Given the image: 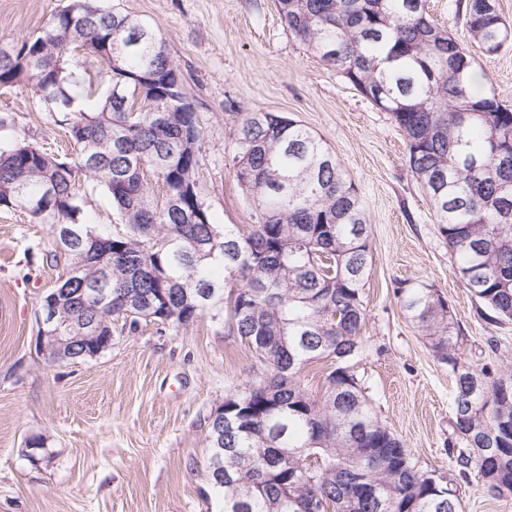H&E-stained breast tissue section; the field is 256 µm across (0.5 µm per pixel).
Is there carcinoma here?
<instances>
[{"label": "carcinoma", "mask_w": 512, "mask_h": 512, "mask_svg": "<svg viewBox=\"0 0 512 512\" xmlns=\"http://www.w3.org/2000/svg\"><path fill=\"white\" fill-rule=\"evenodd\" d=\"M289 32L404 132L409 167L425 191L452 268L466 288L512 320V108L477 92L467 45L429 17L426 0H278ZM502 14L468 32L506 42ZM177 70L162 37L101 0H71L37 35L0 50V87H33L73 142L62 157L25 142L0 148V209L48 226L65 260L56 289L112 296L63 302L54 323L160 321L183 326L208 313L240 337L267 377L230 391L224 409L246 431L210 433L209 484L224 512H459L457 476L475 469L488 490L512 494V373L465 360L454 312L430 284L399 289L408 317L454 383L446 481L411 463L378 418L349 361L363 345L360 290L371 269L370 224L351 177L323 140L276 112L246 114L234 168L257 222L215 224L197 186L202 128L187 98L171 104ZM379 91L380 97L372 96ZM83 174L112 199L120 223L86 220ZM160 193L154 192V185ZM315 359L334 367L314 399L297 374Z\"/></svg>", "instance_id": "1"}]
</instances>
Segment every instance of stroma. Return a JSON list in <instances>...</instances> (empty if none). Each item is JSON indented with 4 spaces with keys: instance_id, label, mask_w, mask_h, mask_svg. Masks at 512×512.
<instances>
[{
    "instance_id": "1",
    "label": "stroma",
    "mask_w": 512,
    "mask_h": 512,
    "mask_svg": "<svg viewBox=\"0 0 512 512\" xmlns=\"http://www.w3.org/2000/svg\"><path fill=\"white\" fill-rule=\"evenodd\" d=\"M461 0L429 14L466 42L483 89L512 106V44L471 42ZM68 0H0V47L49 26ZM165 39L203 131L200 196L214 223L249 229L256 211L234 169L235 113L279 112L319 135L356 183L369 216L372 266L362 290L364 344L354 359L364 393L413 465L447 473L453 380L400 306L417 281L447 298L466 361L512 369V321L496 320L455 275L448 244L408 164L402 131L290 34L277 0H103ZM64 148L28 84L0 88V147ZM45 225L0 211V512H224L206 479L212 413L230 390L267 371L209 314L176 329L115 322L112 346L48 363L38 345L45 294L64 271ZM44 447L26 455L30 438ZM461 512H512L477 471L458 477Z\"/></svg>"
}]
</instances>
